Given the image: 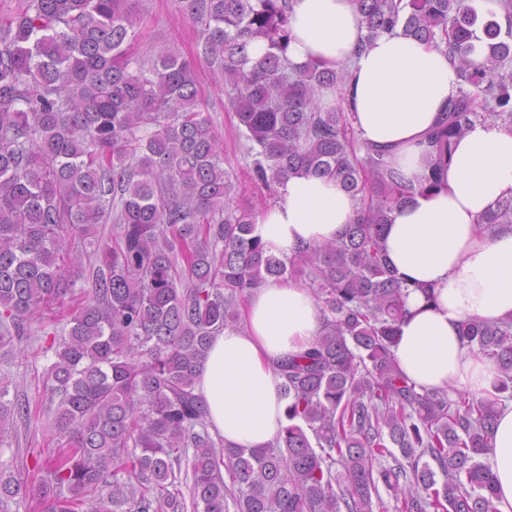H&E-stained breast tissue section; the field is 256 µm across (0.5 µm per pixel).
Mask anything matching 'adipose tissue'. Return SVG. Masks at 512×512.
<instances>
[{"label":"adipose tissue","mask_w":512,"mask_h":512,"mask_svg":"<svg viewBox=\"0 0 512 512\" xmlns=\"http://www.w3.org/2000/svg\"><path fill=\"white\" fill-rule=\"evenodd\" d=\"M289 28V62L348 64L344 107L361 143L388 149L400 175L421 182L426 135L460 90L445 50L399 29L366 40L355 0H293ZM511 197L512 130L485 121L458 143L440 183L390 214L383 247L408 287L393 352L417 389L465 388L482 396L492 388L495 367L461 342L459 325L512 316V229H477L482 215ZM355 214L354 199L335 179L296 174L258 214L253 234L268 253L288 257L336 239ZM241 317V328L212 337L196 392L211 432L263 448L286 424L277 365L310 347L320 311L308 288L272 278L250 292ZM492 444L495 509L512 512V400L498 411Z\"/></svg>","instance_id":"1"}]
</instances>
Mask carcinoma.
<instances>
[{"label": "carcinoma", "mask_w": 512, "mask_h": 512, "mask_svg": "<svg viewBox=\"0 0 512 512\" xmlns=\"http://www.w3.org/2000/svg\"><path fill=\"white\" fill-rule=\"evenodd\" d=\"M136 0H24L0 19V348L27 354L36 313L88 283L59 336L43 393L58 399L57 453L36 483L0 476V512L21 497L39 512H495L488 458L499 395L512 390V319H468L460 336L494 365V392L423 393L392 347L407 286L386 261L389 213L420 184L387 151L357 157L340 94L345 68L293 66L291 0H179L199 33L195 57L132 51ZM366 39L401 27L445 45L461 91L426 138L434 184L477 122L512 126V27L482 24L473 0H357ZM506 37H501V33ZM269 51L248 66L247 47ZM222 78L252 156L249 183L329 176L358 201L334 241L294 258L266 252L256 214L236 201L223 141L198 96L197 64ZM97 224L114 225L103 237ZM512 228V198L478 223ZM93 252H88L87 247ZM96 263L83 270L84 258ZM292 274L321 312L311 347L278 364L287 424L267 448L210 432L195 393L212 336L237 329L249 292ZM0 438L24 418L4 400Z\"/></svg>", "instance_id": "carcinoma-1"}]
</instances>
